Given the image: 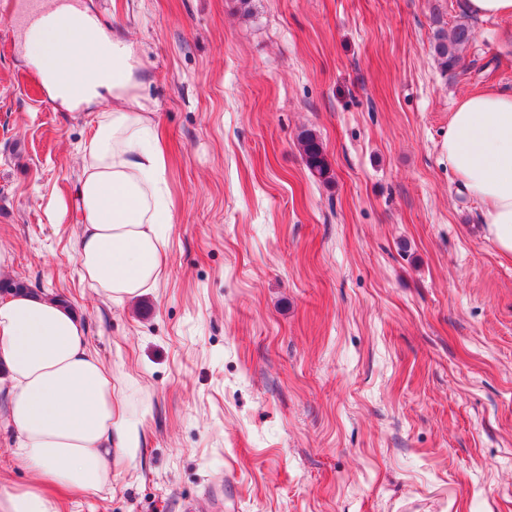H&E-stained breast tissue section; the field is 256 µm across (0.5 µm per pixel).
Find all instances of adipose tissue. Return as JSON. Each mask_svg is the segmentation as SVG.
<instances>
[{"label":"adipose tissue","mask_w":512,"mask_h":512,"mask_svg":"<svg viewBox=\"0 0 512 512\" xmlns=\"http://www.w3.org/2000/svg\"><path fill=\"white\" fill-rule=\"evenodd\" d=\"M25 46L63 105L104 91L120 102L101 113L83 149L78 259L92 287L136 300L161 275L172 214L159 193V138L132 94L134 52L97 34L74 6L54 26L28 27ZM445 148L460 184L483 205L488 237L512 260V92L459 98ZM86 334L77 313L53 297L20 291L0 299V392L18 435L13 458L36 474L0 490V512H60L62 492L100 493L138 445V423Z\"/></svg>","instance_id":"obj_1"}]
</instances>
